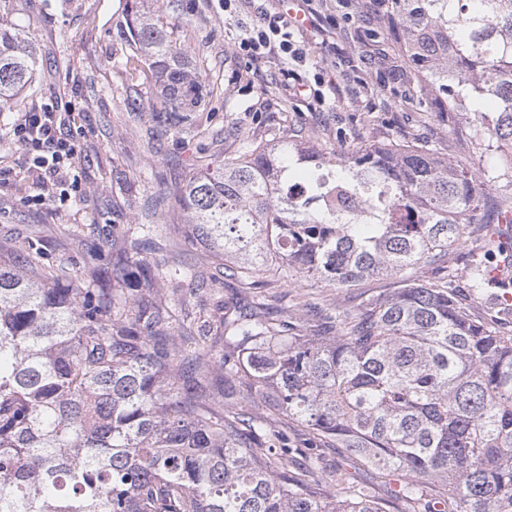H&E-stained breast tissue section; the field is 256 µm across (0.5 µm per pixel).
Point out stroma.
<instances>
[{
	"mask_svg": "<svg viewBox=\"0 0 512 512\" xmlns=\"http://www.w3.org/2000/svg\"><path fill=\"white\" fill-rule=\"evenodd\" d=\"M252 0H168L155 7L190 55L205 56L204 98L190 133L164 131L149 113L127 102L151 88L126 67L120 34L126 0H0V18L22 29L39 70L32 88L0 112V240L19 237L40 247L47 264L66 263L86 277L89 245L116 224H140L148 203L196 173L214 154L232 155L238 139L267 138L282 129L306 147L343 155L373 142L427 141L456 161L458 136L428 112L399 74L405 67L367 32L378 25L371 0H262L271 15L295 12L294 39L305 65L271 53L249 60L237 51L242 26L256 23ZM306 92H299V85ZM54 101L65 113L63 136L80 149L68 202L34 204L25 150L7 131L22 112ZM162 229L147 259L182 262L205 252L183 229L176 206L154 217Z\"/></svg>",
	"mask_w": 512,
	"mask_h": 512,
	"instance_id": "obj_1",
	"label": "stroma"
}]
</instances>
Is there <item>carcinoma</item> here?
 Wrapping results in <instances>:
<instances>
[{
  "instance_id": "cac0c4a2",
  "label": "carcinoma",
  "mask_w": 512,
  "mask_h": 512,
  "mask_svg": "<svg viewBox=\"0 0 512 512\" xmlns=\"http://www.w3.org/2000/svg\"><path fill=\"white\" fill-rule=\"evenodd\" d=\"M145 110L176 132L203 98L198 62L160 15L127 0ZM375 39L409 64L429 110L469 124L468 155L425 142L340 158L288 135L177 185L189 236L237 297L212 325L186 308L195 264L148 261L157 224L95 244L88 279L0 241V512H512V0H378ZM37 57L0 23V110ZM482 238L462 300L448 248ZM395 288L366 294L369 280ZM348 298L274 307L271 282ZM301 438L289 442V423ZM305 448H340L382 495Z\"/></svg>"
}]
</instances>
